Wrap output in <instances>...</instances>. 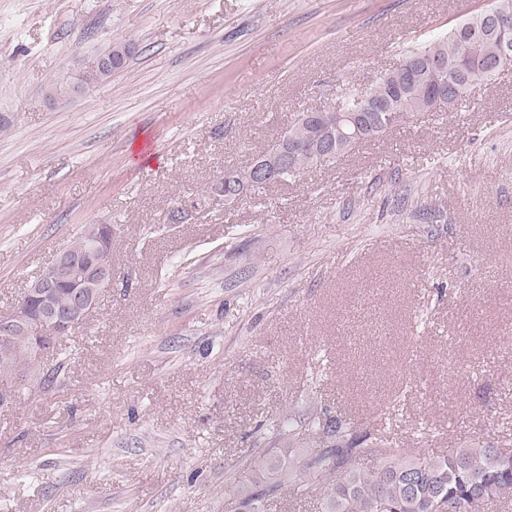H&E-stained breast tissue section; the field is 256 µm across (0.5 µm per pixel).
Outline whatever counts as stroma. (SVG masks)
<instances>
[{
	"label": "stroma",
	"mask_w": 512,
	"mask_h": 512,
	"mask_svg": "<svg viewBox=\"0 0 512 512\" xmlns=\"http://www.w3.org/2000/svg\"><path fill=\"white\" fill-rule=\"evenodd\" d=\"M486 0H0V317L88 224L114 283L53 390L0 406V512H224L306 413L512 440V68L450 112L168 225L297 115ZM72 100L43 95L112 44ZM135 48V44L130 42L113 44L111 51L107 55H100L93 62L82 67L79 70L75 80L68 83L67 89L66 85L63 83H52L46 86L43 90L45 97L47 99L61 97L65 95L66 91V95L64 97L60 98L59 101L54 102L66 101L72 97H75L76 95L86 92V90L90 88L87 85L96 87L110 81L114 75L124 70L126 64L121 69L118 68L123 65L126 57L130 55L135 50ZM99 68L118 70L114 72H100L94 70L88 71L87 75L84 77L87 85L84 84L80 74L85 70Z\"/></svg>",
	"instance_id": "obj_1"
}]
</instances>
